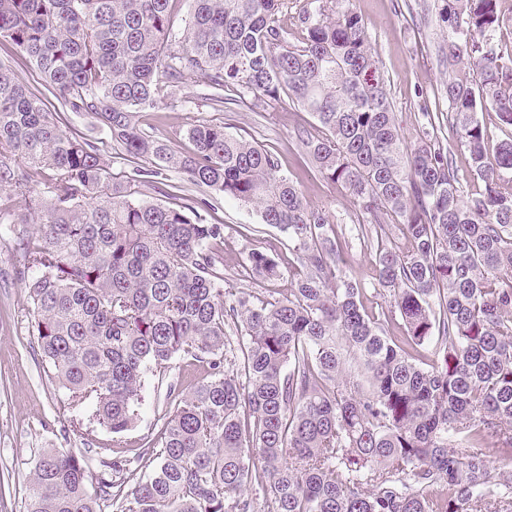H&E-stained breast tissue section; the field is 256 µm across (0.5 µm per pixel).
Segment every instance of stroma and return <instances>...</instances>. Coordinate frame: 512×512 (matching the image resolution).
Here are the masks:
<instances>
[{
	"label": "stroma",
	"instance_id": "stroma-1",
	"mask_svg": "<svg viewBox=\"0 0 512 512\" xmlns=\"http://www.w3.org/2000/svg\"><path fill=\"white\" fill-rule=\"evenodd\" d=\"M336 9L352 7L365 24L380 62L396 121L406 138L421 133L423 111H435L441 86L448 78L440 46L448 31L439 18L437 0H335ZM60 127L69 135L94 142L109 159L114 176L138 197L178 208H191L200 222L224 227L220 266L227 287L261 298L287 293V278L261 280L245 265L249 250L276 246L287 253L288 239L279 229L262 223L254 207L194 186L181 174L149 173L148 163L125 160L123 150L95 116L66 109L52 101ZM196 120L224 123L230 132L255 140L271 150L281 169L301 187L307 201L329 209L341 242L348 275L366 288L364 304L379 301L372 259L351 231L357 219L347 191L327 180L303 152L296 134L313 117L289 102H265L248 109L215 105L201 82L187 80L162 94L158 108L139 115L146 134L165 139L173 150L187 152L184 130ZM29 224H0V512H26L28 480L43 449L71 448L82 454L91 481L111 478L113 448L142 451L155 442L165 417L207 376L201 363L178 358L164 372L161 384H149L137 426L121 436L92 423L91 400L77 401L59 387L37 344L34 319L19 273L26 260L17 242L31 233Z\"/></svg>",
	"mask_w": 512,
	"mask_h": 512
}]
</instances>
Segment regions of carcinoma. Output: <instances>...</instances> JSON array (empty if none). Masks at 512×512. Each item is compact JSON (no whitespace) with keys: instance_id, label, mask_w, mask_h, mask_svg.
Listing matches in <instances>:
<instances>
[{"instance_id":"cac0c4a2","label":"carcinoma","mask_w":512,"mask_h":512,"mask_svg":"<svg viewBox=\"0 0 512 512\" xmlns=\"http://www.w3.org/2000/svg\"><path fill=\"white\" fill-rule=\"evenodd\" d=\"M180 2L0 0V45L24 52L44 88L95 115L129 158L256 208L295 260L271 246L249 251L246 267L263 280L286 275L291 288L260 299L224 287V225L135 196L0 62V192L20 208L0 207V223L36 225L21 239L33 267L23 281L60 387L93 398L92 419L120 435L170 361L210 369L138 454L148 472L133 487L119 477L124 448L113 449L117 478L92 492L82 456L46 448L26 512H101L102 501L113 512L512 505V187H502L512 140L489 155L479 118L489 104L512 125V60L494 44L499 0H440L442 94L469 173L484 182L467 198L448 146L427 131L402 135L356 11L305 0L297 36L282 20L291 0H188L177 30ZM187 78L220 103L286 98L313 115L298 140L367 219L355 230L373 250L384 317L344 270L330 211L309 204L272 152L209 120L185 129L188 154L140 129L137 114L158 105L161 86Z\"/></svg>"}]
</instances>
